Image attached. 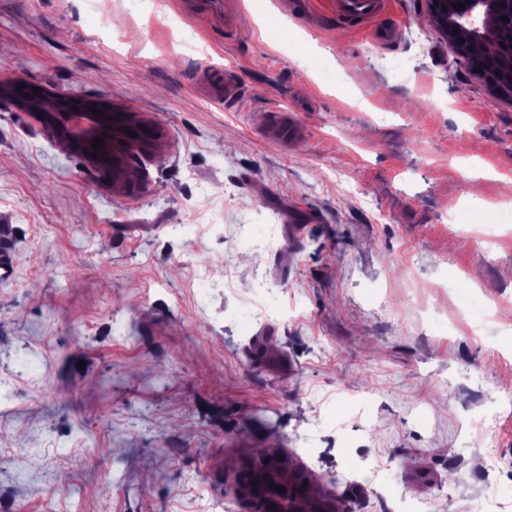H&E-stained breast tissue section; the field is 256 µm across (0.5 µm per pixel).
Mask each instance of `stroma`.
<instances>
[{"label":"stroma","mask_w":512,"mask_h":512,"mask_svg":"<svg viewBox=\"0 0 512 512\" xmlns=\"http://www.w3.org/2000/svg\"><path fill=\"white\" fill-rule=\"evenodd\" d=\"M0 78L161 133L114 180L0 99V512H248L251 448L349 512L512 505V106L420 0H0ZM384 0H336L338 16L371 19L380 15L386 5Z\"/></svg>","instance_id":"obj_1"}]
</instances>
